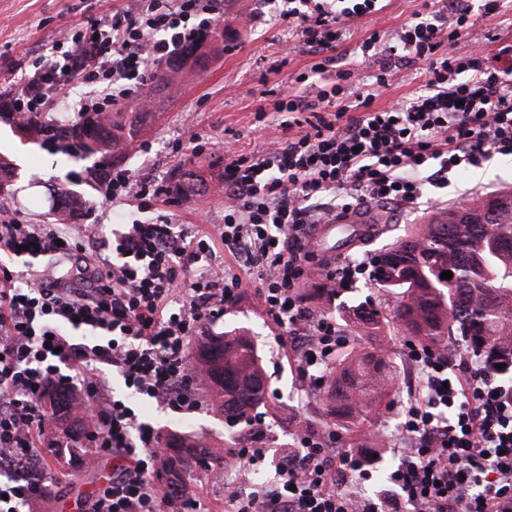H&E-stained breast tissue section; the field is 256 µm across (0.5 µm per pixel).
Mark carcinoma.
Masks as SVG:
<instances>
[{"label":"carcinoma","mask_w":512,"mask_h":512,"mask_svg":"<svg viewBox=\"0 0 512 512\" xmlns=\"http://www.w3.org/2000/svg\"><path fill=\"white\" fill-rule=\"evenodd\" d=\"M50 118L32 112L15 122L18 131L40 132ZM83 153L104 155L126 147L123 127L111 116L79 120L67 129ZM382 286L402 299L382 312L363 304H343L339 316L352 336H383L398 328L423 347L439 348L458 332L488 370L512 375V190L473 198L450 207L436 222L412 224L404 238L379 255ZM444 271L453 273L449 280ZM216 406L229 428L250 425L251 412L267 393L262 360L252 338L235 331L195 347ZM504 368L498 369L496 365ZM395 377L381 350H344L323 369L321 401L327 414L349 422L375 409ZM181 455L163 463L156 480L181 481Z\"/></svg>","instance_id":"obj_1"}]
</instances>
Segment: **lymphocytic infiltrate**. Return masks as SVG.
I'll return each mask as SVG.
<instances>
[{
  "label": "lymphocytic infiltrate",
  "instance_id": "f902f5d3",
  "mask_svg": "<svg viewBox=\"0 0 512 512\" xmlns=\"http://www.w3.org/2000/svg\"><path fill=\"white\" fill-rule=\"evenodd\" d=\"M220 3L130 0L108 22L72 36L63 57L45 56L10 111H43L49 96L67 97L76 81L110 90L107 99L76 102L77 114L103 112L118 99L144 105L148 75L201 41L204 18ZM375 4L287 0L276 9L312 63L258 106V113L283 115L266 126V148L228 155L218 188L223 223L192 230L161 214L107 233L98 224H27L0 202V512H34L49 496L48 480L31 478L29 467L40 456L45 401L58 393L72 399L90 460L110 454L125 462L89 512H199L189 490L155 483L163 431L113 397L105 369L171 412L201 409L202 374L190 345L255 280L303 379L316 381L345 338L299 294L315 255L312 225L371 202L416 203L447 187L449 173L512 154V67L489 61L480 43L456 51L463 35L497 16L499 0H484L477 15L425 0L393 34L370 29L361 54L385 59L372 83H356L336 42ZM419 64L425 79L411 97L376 108L374 87L404 83ZM169 193L122 169L101 184L109 203ZM89 249L94 256L78 281L44 273L57 256ZM220 249L235 272L215 264ZM16 258L23 269L13 266ZM361 279L380 284L377 260L348 256L326 274L333 288ZM407 357L421 387L402 411L392 449L398 463L374 497L348 487L362 461L337 447L334 434L307 427L283 454L275 484L225 489L224 512H512V386L498 384L459 348H415Z\"/></svg>",
  "mask_w": 512,
  "mask_h": 512
}]
</instances>
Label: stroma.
I'll return each instance as SVG.
<instances>
[{
	"instance_id": "35a3bbf8",
	"label": "stroma",
	"mask_w": 512,
	"mask_h": 512,
	"mask_svg": "<svg viewBox=\"0 0 512 512\" xmlns=\"http://www.w3.org/2000/svg\"><path fill=\"white\" fill-rule=\"evenodd\" d=\"M383 9L347 27L338 42L339 54L352 58L367 28L381 23L391 32L413 19L422 0H381ZM125 0H0V92L17 93L25 86L45 50L60 31L86 29L89 21L107 19L124 7ZM213 26L202 41L201 59L180 71L163 85L147 81L144 91L155 109L138 111L127 102L113 104L124 120L134 121V135L128 147L109 158V165L128 169L136 178L166 183L176 194L173 203L155 202L152 208L137 209L106 203L93 172L94 158L51 151L39 136L20 137L8 116L0 117V155L17 166L6 190L22 219L29 224H57L60 216L50 213L49 194L70 191L82 200L70 223L116 224L154 221L166 214L176 224H220L224 202L212 188L224 180L223 153L193 154V138L225 144L230 151H262L265 139L255 119L263 87L305 71L312 58L296 31L274 24L265 0H224V11L212 18ZM151 151H143V144ZM512 187V155H495L482 168L450 173L448 186L430 189L418 203L399 207L371 204L372 226L364 235L354 236L335 229L319 236L320 252L311 265L314 273L308 287L325 278V263L359 253L376 256L404 236L408 225L427 223L436 211L448 208L458 195H477ZM239 327L254 336L268 379L267 403L258 410L262 435L258 441L266 456L257 470L275 472L282 449L293 447L294 428L307 421L323 428L325 420L314 391L302 390L297 365L289 348L283 347L273 322L264 314L255 285H248L238 303L224 311L220 330ZM408 337L391 334L370 339V346L382 349L394 361L397 375L384 402L354 425H336L337 445L352 449L363 459L381 448L380 464H371L370 480L361 484L365 492L380 487L378 469H392L397 459L389 448L399 433L400 408L410 398L419 375L408 364ZM136 412L153 425L195 443L205 444L210 468L223 467L238 448L231 440L214 404L201 411L178 415L156 402L133 399ZM46 472L55 475L56 496L41 512H59L61 504L74 512H87L98 491L112 479L119 459L104 456L92 469L64 464L44 456Z\"/></svg>"
}]
</instances>
